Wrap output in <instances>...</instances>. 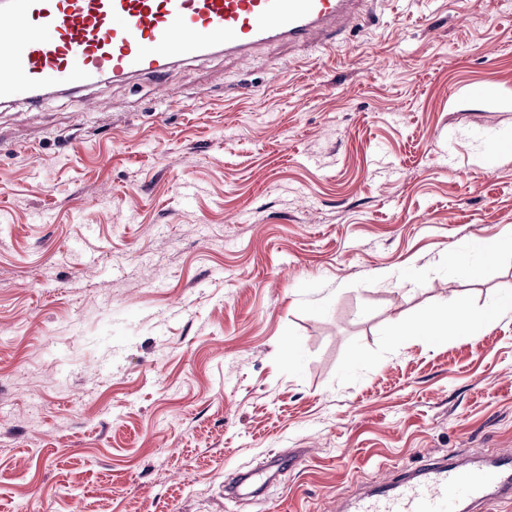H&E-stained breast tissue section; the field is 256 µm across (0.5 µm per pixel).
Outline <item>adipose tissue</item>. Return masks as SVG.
<instances>
[{"label":"adipose tissue","mask_w":512,"mask_h":512,"mask_svg":"<svg viewBox=\"0 0 512 512\" xmlns=\"http://www.w3.org/2000/svg\"><path fill=\"white\" fill-rule=\"evenodd\" d=\"M512 310V299H507L500 306L489 311L476 312L468 308L457 298H449L447 307L437 315H429L416 322L397 324L396 332L401 336H424L430 339L443 337L447 326H454L459 335H469L472 328L490 321Z\"/></svg>","instance_id":"ef3b65f1"}]
</instances>
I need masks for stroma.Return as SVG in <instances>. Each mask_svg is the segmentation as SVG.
I'll list each match as a JSON object with an SVG mask.
<instances>
[{
	"mask_svg": "<svg viewBox=\"0 0 512 512\" xmlns=\"http://www.w3.org/2000/svg\"><path fill=\"white\" fill-rule=\"evenodd\" d=\"M364 9L330 50L0 106V512H329L512 448V313L394 328L512 295L481 250L512 234V0ZM512 310L511 297L489 311L475 312L453 295L448 296V306L437 315H429L416 322L396 324L397 335L426 336L430 339L442 338L448 322L457 329L459 335L470 336L471 329L490 321L505 311Z\"/></svg>",
	"mask_w": 512,
	"mask_h": 512,
	"instance_id": "1",
	"label": "stroma"
}]
</instances>
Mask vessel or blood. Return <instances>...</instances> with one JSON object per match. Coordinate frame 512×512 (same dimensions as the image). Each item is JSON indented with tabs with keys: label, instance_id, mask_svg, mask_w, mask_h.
<instances>
[{
	"label": "vessel or blood",
	"instance_id": "obj_1",
	"mask_svg": "<svg viewBox=\"0 0 512 512\" xmlns=\"http://www.w3.org/2000/svg\"><path fill=\"white\" fill-rule=\"evenodd\" d=\"M364 0H8L0 102L75 93L95 81L163 78L179 63L274 44L332 47ZM512 499V450L474 463L428 457L334 512H484Z\"/></svg>",
	"mask_w": 512,
	"mask_h": 512
}]
</instances>
